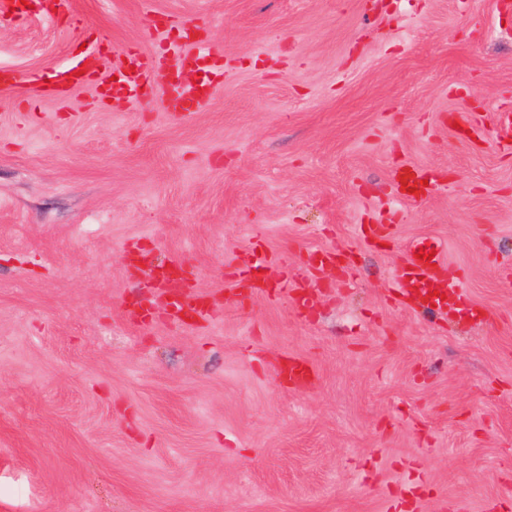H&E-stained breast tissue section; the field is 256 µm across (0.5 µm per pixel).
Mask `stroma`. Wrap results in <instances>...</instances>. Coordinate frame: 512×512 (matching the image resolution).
<instances>
[{"label":"stroma","mask_w":512,"mask_h":512,"mask_svg":"<svg viewBox=\"0 0 512 512\" xmlns=\"http://www.w3.org/2000/svg\"><path fill=\"white\" fill-rule=\"evenodd\" d=\"M113 49L194 22L222 58L190 118L160 99L64 103L0 85V512H512V0H74ZM34 11L0 24V70L49 82L80 55ZM476 115L480 137L454 128ZM415 164L441 186L402 199ZM390 224L387 245L360 242ZM441 245L471 304L430 319L392 286ZM274 277L238 298L254 241ZM178 261L210 315L135 323L145 268ZM357 270L315 272L316 252ZM308 360L317 384L274 368ZM275 374L288 385L289 389L293 390L309 387L316 377V371L312 365L305 360L293 357H288V360L279 364Z\"/></svg>","instance_id":"stroma-1"}]
</instances>
